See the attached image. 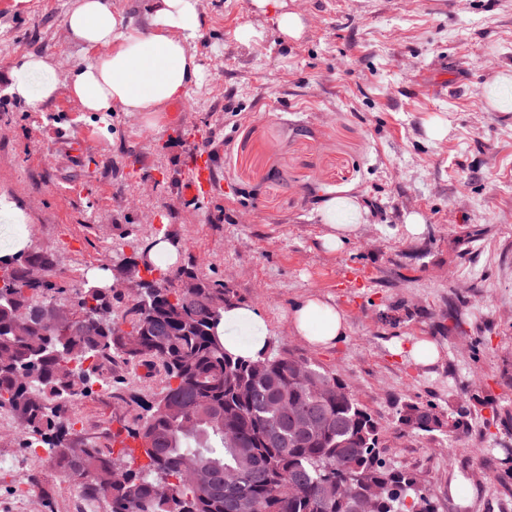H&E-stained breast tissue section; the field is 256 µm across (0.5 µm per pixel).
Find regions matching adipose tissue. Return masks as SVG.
Wrapping results in <instances>:
<instances>
[{
  "instance_id": "ef3b65f1",
  "label": "adipose tissue",
  "mask_w": 512,
  "mask_h": 512,
  "mask_svg": "<svg viewBox=\"0 0 512 512\" xmlns=\"http://www.w3.org/2000/svg\"><path fill=\"white\" fill-rule=\"evenodd\" d=\"M65 23L78 44L97 51L67 78L72 96L84 111L163 112L187 96L200 78L201 67L192 49L202 28L196 0H150L149 26L145 29L126 22L112 0H73ZM52 69L49 58L21 56L13 67L10 93L32 110H40L54 98L58 82L52 79L35 89L27 77ZM369 216V207L357 196L325 199L318 209L325 228L323 246L330 251L343 250ZM290 320L295 335L315 346L335 344L348 330L344 312L317 296L296 302ZM241 325L254 331L249 344H240L232 337V327ZM217 333L225 349L234 355L254 357L269 348L265 320L248 304L225 307Z\"/></svg>"
}]
</instances>
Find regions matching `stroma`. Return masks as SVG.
<instances>
[{"label":"stroma","instance_id":"1","mask_svg":"<svg viewBox=\"0 0 512 512\" xmlns=\"http://www.w3.org/2000/svg\"><path fill=\"white\" fill-rule=\"evenodd\" d=\"M252 0H198L201 78L148 120L82 111L67 87L40 111L8 92L24 54L63 78L89 54L64 17L72 0H0V202L21 211L32 245L51 249L62 280L105 268L117 249L175 235L180 263L257 307L272 348L340 373L383 425L391 463L420 476L438 512H512V112L487 86L512 75V0H284L302 39ZM442 118L444 138L427 134ZM202 134L217 186L189 200L190 139ZM85 148L75 152L72 144ZM356 195L368 224L343 251L323 248L316 208ZM424 232L408 236V214ZM330 299L344 339L295 336L293 305ZM435 342L436 363L392 354ZM475 406L457 434L395 423L408 401L450 415ZM498 421H491V414ZM0 473V512H109V502L46 461Z\"/></svg>","mask_w":512,"mask_h":512}]
</instances>
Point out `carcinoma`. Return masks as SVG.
Returning <instances> with one entry per match:
<instances>
[{"instance_id": "cac0c4a2", "label": "carcinoma", "mask_w": 512, "mask_h": 512, "mask_svg": "<svg viewBox=\"0 0 512 512\" xmlns=\"http://www.w3.org/2000/svg\"><path fill=\"white\" fill-rule=\"evenodd\" d=\"M147 247L113 260L118 274L144 281L137 296L89 281L60 282L53 253L0 257V409L10 412L23 448L37 445L68 478L109 500L111 512H359L367 492L375 512H436L414 472L394 467L383 427L346 381L291 351L233 356L215 336L233 291L185 267L158 270ZM43 269L39 282L29 279ZM190 278L194 288L181 287ZM70 305L73 322L47 327L44 310ZM116 358L161 367L151 401L103 372ZM110 392L106 426L88 429L67 406ZM322 418L299 428L287 404ZM468 407L444 417L431 403H406L398 426L416 433L466 425ZM83 441L72 438L76 428ZM192 457L212 476L189 480Z\"/></svg>"}]
</instances>
